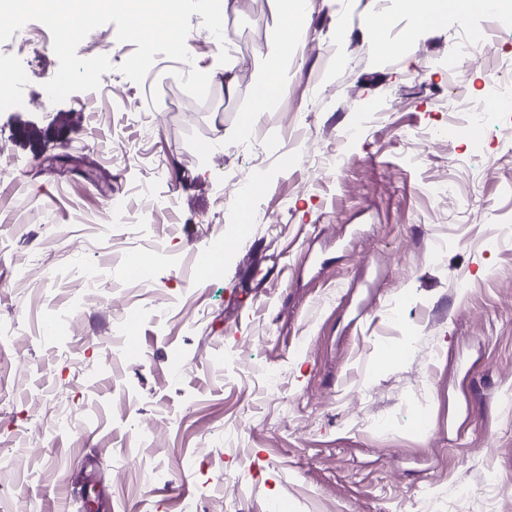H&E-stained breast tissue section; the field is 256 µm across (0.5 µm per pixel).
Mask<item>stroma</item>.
I'll return each instance as SVG.
<instances>
[{"mask_svg": "<svg viewBox=\"0 0 512 512\" xmlns=\"http://www.w3.org/2000/svg\"><path fill=\"white\" fill-rule=\"evenodd\" d=\"M222 16L226 44L192 15L189 60L156 54L140 83L118 70L135 44L94 29L77 54L113 69L60 103L48 28L0 43V69L25 76L0 97V512H512V112L475 135L448 108L461 86L494 101L496 58L460 46L479 33L512 56V14L428 28L399 0H307L305 47L262 112L277 0ZM239 174L264 187L245 236ZM119 196L138 232L98 222ZM215 246L223 265L200 276ZM130 247L143 274L112 259ZM116 282L162 314L136 322L135 352L112 347ZM65 408L80 429L52 430Z\"/></svg>", "mask_w": 512, "mask_h": 512, "instance_id": "35a3bbf8", "label": "stroma"}]
</instances>
